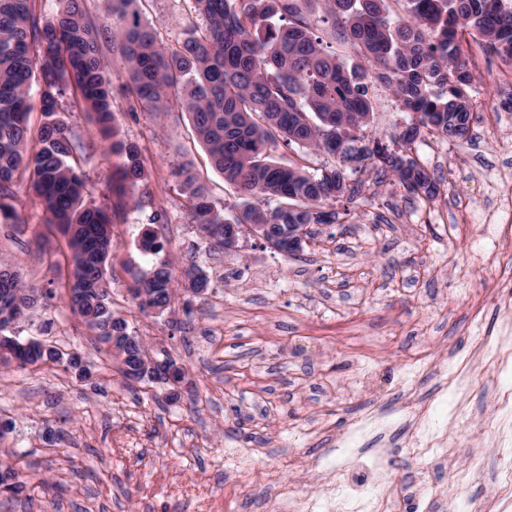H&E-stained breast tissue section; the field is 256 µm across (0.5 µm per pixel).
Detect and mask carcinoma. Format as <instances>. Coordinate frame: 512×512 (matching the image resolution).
Segmentation results:
<instances>
[{"label":"carcinoma","instance_id":"obj_1","mask_svg":"<svg viewBox=\"0 0 512 512\" xmlns=\"http://www.w3.org/2000/svg\"><path fill=\"white\" fill-rule=\"evenodd\" d=\"M37 2L0 0V220L17 219L15 178L27 173L39 203L67 238L73 269L66 290L83 291L77 314L109 352L116 312L98 300L110 303L105 265L114 208L89 200L75 158L80 138L59 116V101L69 93L93 115L101 138L113 135L112 78L101 61L102 46L118 42L131 109L187 113L212 167L243 197L229 219L214 211L207 186L191 169L179 171L191 218L212 246L229 250L226 224H267L265 241L287 254L299 252L288 250L294 225L334 224V203L362 191L361 181L345 184V162L350 144L368 138V84L392 90L412 113L408 127L392 134L399 149L369 153L371 174L380 182L391 173L409 192L432 199L436 180L406 149L421 136L466 135L473 77L462 60L465 35H478L488 52L512 63V7L504 0H405L407 18L399 22L389 16V0H323L343 41L361 59L353 65L324 51L312 0H189L191 20L172 43L142 20L139 0H111L110 17L101 24L87 15L83 0H60L50 19ZM37 79L44 121L35 130L30 90ZM283 147L322 152L335 162L311 173L296 162L277 161L273 152ZM108 149L121 158L112 190L126 206L127 190L146 178L143 158L133 143L113 141ZM252 198L276 206L255 205ZM135 284L151 289L145 298L135 293L141 309L171 304L170 264ZM10 305L30 310L36 303L11 265L0 263V309ZM12 364L71 369L58 349L34 360L20 342L0 349V365Z\"/></svg>","mask_w":512,"mask_h":512}]
</instances>
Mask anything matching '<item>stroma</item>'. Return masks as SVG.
Returning <instances> with one entry per match:
<instances>
[{
  "label": "stroma",
  "mask_w": 512,
  "mask_h": 512,
  "mask_svg": "<svg viewBox=\"0 0 512 512\" xmlns=\"http://www.w3.org/2000/svg\"><path fill=\"white\" fill-rule=\"evenodd\" d=\"M144 21L167 41L182 32V0H139ZM477 61L470 135L415 141L411 153L439 180L432 199L392 179L359 173L360 196L333 224H316L298 255L252 236L231 252H211L187 212L184 166L209 188L216 210L238 212L240 195L212 169L186 113L128 109L124 60L105 51L114 90V132L136 144L148 179L141 208L112 226L106 264L115 308L152 351H165L184 384L125 386L66 304L71 254L26 175L15 180V223H0V261L47 307L17 327L77 351L86 379L54 369L0 366V465L24 483L0 496V512H297L337 485L369 479L401 489L415 512L424 484L444 512H512V81L496 80L497 56ZM368 134L386 139L408 122L392 92L370 86ZM61 118L82 138L81 169L96 204L114 203L119 163L88 112L62 98ZM166 212L168 221L150 225ZM153 228L163 249L143 254ZM172 261L171 312L142 313L136 277ZM198 266L211 282L185 289Z\"/></svg>",
  "instance_id": "35a3bbf8"
}]
</instances>
